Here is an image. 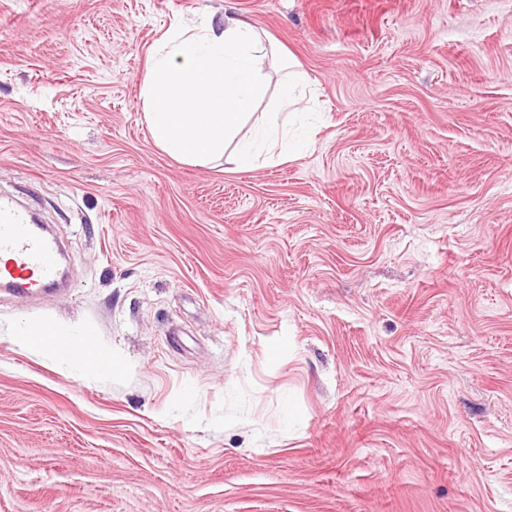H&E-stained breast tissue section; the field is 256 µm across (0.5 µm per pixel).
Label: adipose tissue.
<instances>
[{"mask_svg": "<svg viewBox=\"0 0 512 512\" xmlns=\"http://www.w3.org/2000/svg\"><path fill=\"white\" fill-rule=\"evenodd\" d=\"M273 45L241 18L208 15L194 28L174 27L162 51L143 76L145 118L154 141L171 157L198 163L234 148L239 167L250 168L257 150L277 161L294 158L288 144V114L299 99L307 74L289 59L279 100L265 113L257 139L241 135L253 106L267 92L263 73ZM50 337L48 352L58 360L80 356L90 368L100 359L90 343L76 344L72 335L52 322L23 330V338Z\"/></svg>", "mask_w": 512, "mask_h": 512, "instance_id": "ef3b65f1", "label": "adipose tissue"}]
</instances>
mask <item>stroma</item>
Masks as SVG:
<instances>
[{
  "label": "stroma",
  "instance_id": "obj_1",
  "mask_svg": "<svg viewBox=\"0 0 512 512\" xmlns=\"http://www.w3.org/2000/svg\"><path fill=\"white\" fill-rule=\"evenodd\" d=\"M212 12L301 62L299 158L156 145ZM0 192L67 259L0 288V512H512V0H0ZM33 334L40 336H33ZM18 336H23V343H29L31 336L35 342L43 343L44 336H49L51 343L39 347L48 351L56 360H65L73 357L75 353H80V359L87 367L95 368L100 365L98 354L90 343L84 342L81 347L77 346L72 335L53 322L46 321L28 327Z\"/></svg>",
  "mask_w": 512,
  "mask_h": 512
}]
</instances>
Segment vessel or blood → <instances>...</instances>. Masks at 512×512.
Returning a JSON list of instances; mask_svg holds the SVG:
<instances>
[{"label":"vessel or blood","mask_w":512,"mask_h":512,"mask_svg":"<svg viewBox=\"0 0 512 512\" xmlns=\"http://www.w3.org/2000/svg\"><path fill=\"white\" fill-rule=\"evenodd\" d=\"M59 246L12 198L0 195V286L35 292L56 285Z\"/></svg>","instance_id":"vessel-or-blood-1"}]
</instances>
